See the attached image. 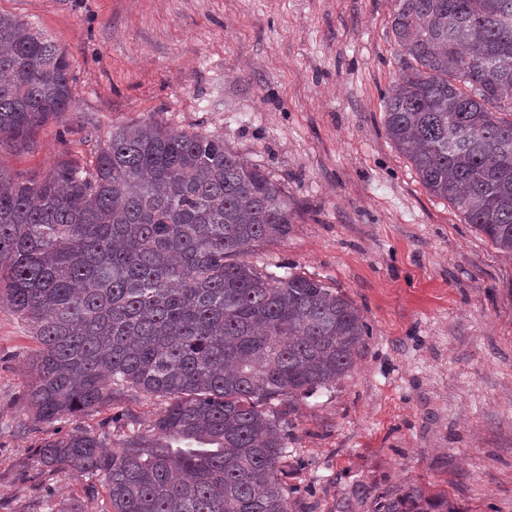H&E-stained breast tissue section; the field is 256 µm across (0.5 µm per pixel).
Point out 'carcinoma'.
Returning a JSON list of instances; mask_svg holds the SVG:
<instances>
[{
	"label": "carcinoma",
	"instance_id": "obj_1",
	"mask_svg": "<svg viewBox=\"0 0 512 512\" xmlns=\"http://www.w3.org/2000/svg\"><path fill=\"white\" fill-rule=\"evenodd\" d=\"M414 64L387 95L388 138L422 186L512 260V0H396ZM68 55L0 12V147L73 106ZM288 196L224 139L118 127L94 161L39 180L0 169V304L40 349L26 393L39 421L169 399L117 448L46 440L40 467L103 478L111 512H288L287 435L274 402L345 376L368 326L321 280L241 260L288 237ZM375 512H459L415 486Z\"/></svg>",
	"mask_w": 512,
	"mask_h": 512
}]
</instances>
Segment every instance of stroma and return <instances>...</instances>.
Here are the masks:
<instances>
[{
    "mask_svg": "<svg viewBox=\"0 0 512 512\" xmlns=\"http://www.w3.org/2000/svg\"><path fill=\"white\" fill-rule=\"evenodd\" d=\"M395 0H0L65 50L74 108L0 169L88 165L113 128L153 122L223 137L281 187L287 238L260 269L338 289L369 327L348 375L285 406L289 512H373L389 488L447 494L461 512H512V261L419 183L387 137L406 71ZM39 348L0 306V512H110L102 479L42 471L36 448L76 432L119 445L166 397L35 422Z\"/></svg>",
    "mask_w": 512,
    "mask_h": 512,
    "instance_id": "1",
    "label": "stroma"
}]
</instances>
